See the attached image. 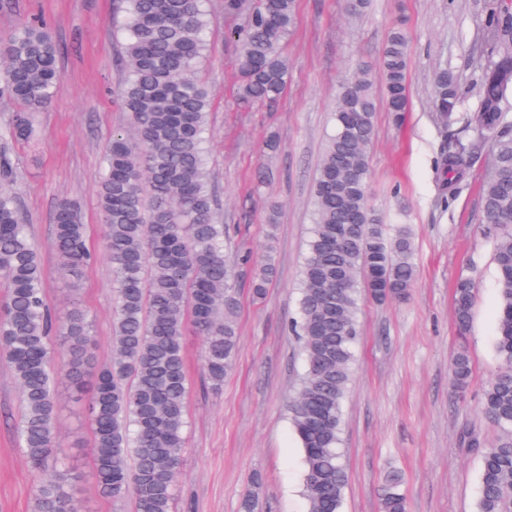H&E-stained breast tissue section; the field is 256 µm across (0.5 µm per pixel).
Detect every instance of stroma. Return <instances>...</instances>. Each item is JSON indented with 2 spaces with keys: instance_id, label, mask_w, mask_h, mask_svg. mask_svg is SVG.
<instances>
[{
  "instance_id": "obj_1",
  "label": "stroma",
  "mask_w": 512,
  "mask_h": 512,
  "mask_svg": "<svg viewBox=\"0 0 512 512\" xmlns=\"http://www.w3.org/2000/svg\"><path fill=\"white\" fill-rule=\"evenodd\" d=\"M220 3L206 4L209 51L196 72L212 98L214 216L235 228L234 243L260 258L267 212L276 208L278 273L259 301L248 278L237 283L240 345L221 390L203 382L201 338L186 336L188 427L177 512H240L248 491L257 512H305L302 453L288 418L304 362L288 322L298 310L313 182L340 83L358 68L377 66L398 25L409 36V110L399 126L385 109L376 112L369 197L384 223L411 232L416 276L407 300L360 301V338L343 404L341 512H381L383 479L392 469L404 475L407 512H477L484 449L500 433L481 410L497 371L499 289L494 239L481 208L490 156L481 149L454 198L441 202L437 160L448 135L432 107L433 77L440 68L452 71L466 104H473L479 70L491 59L486 16L512 9V0H372L356 20L344 0H296V28L283 48L286 88L276 103L247 111L235 99L236 45L226 36L232 23ZM115 6V0H0V35L39 14L58 50L63 89L40 112L37 137L27 143L0 137V150H8L20 171L18 207L38 245L47 301L60 311L75 302L88 312L103 361L112 355L111 267L100 257L68 286L57 274L52 228L59 201L70 200L82 212L91 247L102 248L94 179L113 128L128 123L117 92ZM271 135L278 142L273 152L265 147ZM463 277L472 279L476 298L462 333L453 291ZM461 349L472 375L458 393L450 363ZM19 415L18 387L0 359V512H30L39 480L17 447ZM74 467L88 512H133L131 500L99 495L89 459L75 454Z\"/></svg>"
}]
</instances>
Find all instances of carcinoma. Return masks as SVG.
<instances>
[{
  "mask_svg": "<svg viewBox=\"0 0 512 512\" xmlns=\"http://www.w3.org/2000/svg\"><path fill=\"white\" fill-rule=\"evenodd\" d=\"M123 9L119 96L129 123L107 143L95 180L112 264L115 317L112 360L98 362L88 314L76 303L64 313L46 302L43 269L12 192L16 172L0 154V355L21 394L16 425L20 449L36 484L31 512H83L67 449L59 443L55 383L65 382L92 427L91 461L99 495H127L134 512H175L187 416V327L204 343V375L218 390L238 350L236 291L242 272L252 295H265L276 275L274 215L267 255L224 246L230 227L214 221L208 169L211 99L194 78L206 48L205 0H117ZM224 17L243 18L236 38L237 101L243 108L275 102L284 92L288 60L282 47L296 26V0H223ZM493 37L481 68L474 106L460 112L457 77L434 76L433 106L445 126L469 134L453 139L437 161L447 201L468 175L475 150L490 144L492 165L481 187L483 217L495 239L500 285L498 372L486 386L483 411L500 436L485 450L477 512H512V12L485 21ZM409 37L391 30L378 68H359L345 80L333 107V132L313 189V221L300 279L298 318L303 374L289 404L303 450L302 495L307 512H340L347 475L340 451L342 408L352 377L361 295L377 302L405 300L415 280V247L404 227L392 231L368 199L369 148L375 112L383 102L396 125L408 111ZM381 87L382 100L375 88ZM61 91L57 47L46 22L30 18L0 38V99L20 107L4 132L27 142L39 112ZM58 275L78 279L95 261L80 210L64 201L54 214ZM474 303L472 282L458 281L454 312L465 331ZM58 338L63 363L53 371ZM471 363L459 351L452 387L464 391ZM382 512H407L402 474L389 472Z\"/></svg>",
  "mask_w": 512,
  "mask_h": 512,
  "instance_id": "carcinoma-1",
  "label": "carcinoma"
}]
</instances>
